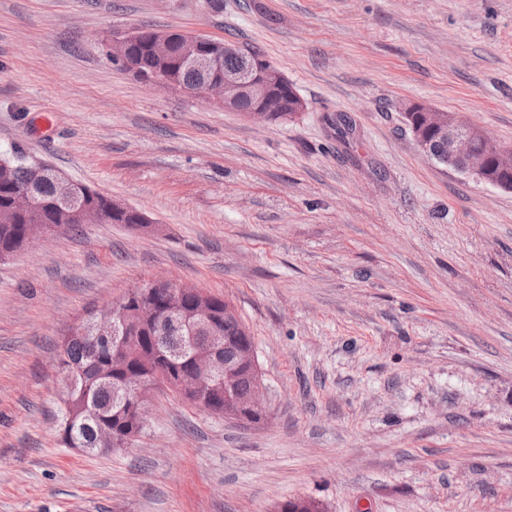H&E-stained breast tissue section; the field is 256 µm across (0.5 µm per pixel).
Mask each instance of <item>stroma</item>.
Returning <instances> with one entry per match:
<instances>
[{
	"label": "stroma",
	"mask_w": 512,
	"mask_h": 512,
	"mask_svg": "<svg viewBox=\"0 0 512 512\" xmlns=\"http://www.w3.org/2000/svg\"><path fill=\"white\" fill-rule=\"evenodd\" d=\"M149 25L259 48L274 125L110 62ZM422 103L512 148V0H0V155L138 209L0 261V512H512V191L429 159ZM229 301L267 421L170 391L130 447L61 445L57 346L130 288ZM137 33L138 31H131L123 35H112V41L107 45V55L112 58V64L132 73L133 71L130 70L132 65L127 60V53Z\"/></svg>",
	"instance_id": "obj_1"
}]
</instances>
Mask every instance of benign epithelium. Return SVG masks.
Masks as SVG:
<instances>
[{
    "label": "benign epithelium",
    "mask_w": 512,
    "mask_h": 512,
    "mask_svg": "<svg viewBox=\"0 0 512 512\" xmlns=\"http://www.w3.org/2000/svg\"><path fill=\"white\" fill-rule=\"evenodd\" d=\"M137 36L131 31L112 36L107 45V55L112 64L130 70L128 49ZM236 50V45L221 42L205 50L204 38L185 34L179 42V55L189 65L204 74L203 82L189 90L193 96L204 98L225 109L234 110L238 103L249 98L252 109L244 113L248 119L268 124L274 111L270 97L284 86L285 76L270 61L256 57L240 69L223 68L224 55ZM423 112V120L412 126V133L419 147L431 153L430 136L447 144L444 153H431L433 157L458 172L470 175L485 184L512 191V149L491 141L480 128L468 124L458 116L436 112L431 108L412 104L404 113ZM35 178L48 177L55 183L69 188L68 199L76 197L79 184L64 177L49 166L39 163L34 169ZM35 206L34 195L29 188L20 189L14 196V209L24 212ZM70 224H104L106 218L96 207L81 205L67 212ZM60 228L49 224H29L25 231V244L36 237L58 232ZM169 321L177 328L201 330L209 343L196 348L190 374L173 378L161 369H150L139 375L129 376L116 390L113 405L133 414L140 423L148 420L149 396L157 389H173L179 396L207 408L204 393L215 382H220L231 371L246 367L258 372L254 348L240 350L234 361L224 360L221 354L224 342V320L213 309L208 295L199 289L193 291L168 280H157L146 286H136L127 291L125 299L112 303L94 314V323H74L71 336H89L93 344L105 342L112 346L109 356L100 359L88 369L93 380L107 379L125 366L124 348L135 342L143 328L162 321ZM243 405L251 410H265V388L260 378H255ZM127 437L112 433V427L99 429V450L106 453L125 444Z\"/></svg>",
    "instance_id": "1"
}]
</instances>
